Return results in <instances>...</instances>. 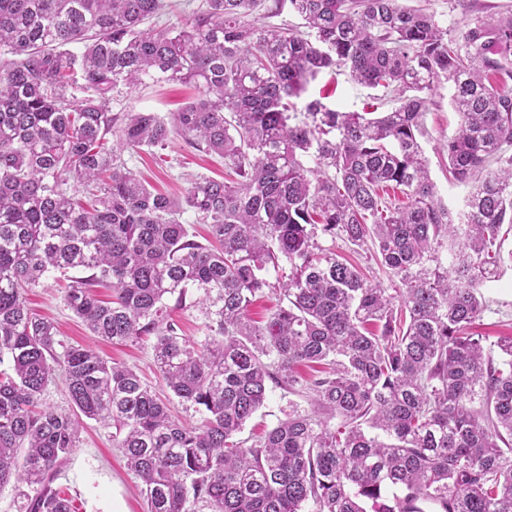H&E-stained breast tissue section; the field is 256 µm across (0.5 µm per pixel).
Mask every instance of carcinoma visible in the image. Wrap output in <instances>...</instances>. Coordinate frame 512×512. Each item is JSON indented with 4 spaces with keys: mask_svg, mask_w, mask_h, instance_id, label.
I'll use <instances>...</instances> for the list:
<instances>
[{
    "mask_svg": "<svg viewBox=\"0 0 512 512\" xmlns=\"http://www.w3.org/2000/svg\"><path fill=\"white\" fill-rule=\"evenodd\" d=\"M262 6L300 27L257 25ZM167 7L0 0V490L19 512H72L53 481L85 417L115 429L147 512H512V337L491 348L473 332L483 282L512 262V12L472 14L450 36L399 0H202L178 26L159 23ZM334 69L395 107L368 118L313 99L291 123L292 99ZM146 78L196 93L168 118L127 113L106 149L112 93ZM444 82L460 123L443 155L471 185L458 213L421 145ZM173 134L223 158L224 179L170 197L121 158ZM327 238L371 246L394 287ZM284 266L283 305L252 320ZM52 271L77 273L66 304L93 335L153 337L162 383L204 410L201 426L173 419L133 369L81 345L57 353L54 322L25 297ZM191 287L200 345L170 318ZM305 363L328 370L305 382ZM57 381L68 413L43 404ZM270 381L304 384L314 410L249 444L237 435Z\"/></svg>",
    "mask_w": 512,
    "mask_h": 512,
    "instance_id": "obj_1",
    "label": "carcinoma"
}]
</instances>
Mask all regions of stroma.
<instances>
[{
  "label": "stroma",
  "mask_w": 512,
  "mask_h": 512,
  "mask_svg": "<svg viewBox=\"0 0 512 512\" xmlns=\"http://www.w3.org/2000/svg\"><path fill=\"white\" fill-rule=\"evenodd\" d=\"M409 7H420L433 14L450 35L459 34L465 9L491 13L512 0H466V7L455 0H402ZM194 94L192 86L173 83H147L136 89L119 88L113 95V115L147 111L166 117L178 111ZM451 92L442 86L431 96L424 116L428 131L421 144L429 161L437 195L452 211H459L469 191L467 185L449 179L446 160L440 150L448 137L455 135L459 118L450 104ZM325 97L326 103L342 112H362L370 109L387 111L390 100L383 89H371L351 82L347 75L326 71L311 81L306 92L296 101L304 108L307 101ZM128 167L151 186L165 194L183 196L192 175L204 174L220 179L224 176V162L219 157L195 150L181 138L169 141L165 150H130L123 152ZM66 275L51 273L44 282L30 289L28 304L37 314L53 319L58 327V338L63 345H86L108 361L134 369L157 393L165 388L156 371L151 339L136 342L112 343L90 334L88 329L68 309L64 301ZM481 294L488 309L475 326L477 334L487 342L512 336V266L504 267L495 278L487 280ZM310 400L303 389L288 390L272 387L267 401L242 432L243 437L263 434L271 429L289 411L310 410ZM71 497L75 512H145L141 483L130 470L113 440V429L88 420L80 432L78 451L55 481Z\"/></svg>",
  "instance_id": "1"
}]
</instances>
